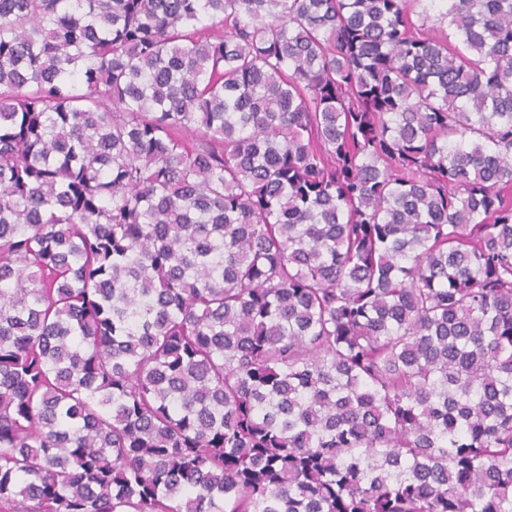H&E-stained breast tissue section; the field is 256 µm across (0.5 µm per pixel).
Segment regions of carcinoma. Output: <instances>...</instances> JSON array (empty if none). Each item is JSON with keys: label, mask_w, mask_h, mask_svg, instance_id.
Returning <instances> with one entry per match:
<instances>
[{"label": "carcinoma", "mask_w": 512, "mask_h": 512, "mask_svg": "<svg viewBox=\"0 0 512 512\" xmlns=\"http://www.w3.org/2000/svg\"><path fill=\"white\" fill-rule=\"evenodd\" d=\"M0 0V512H512V0Z\"/></svg>", "instance_id": "cac0c4a2"}]
</instances>
